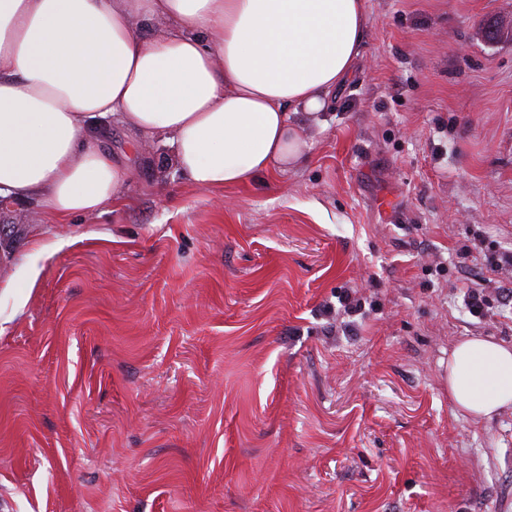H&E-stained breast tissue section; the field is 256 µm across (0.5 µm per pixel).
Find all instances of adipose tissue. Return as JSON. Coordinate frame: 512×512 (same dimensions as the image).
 <instances>
[{
    "label": "adipose tissue",
    "instance_id": "adipose-tissue-1",
    "mask_svg": "<svg viewBox=\"0 0 512 512\" xmlns=\"http://www.w3.org/2000/svg\"><path fill=\"white\" fill-rule=\"evenodd\" d=\"M367 26L365 0H0V196L60 224L124 204L131 173L95 126L111 116L200 189L287 172ZM448 396L474 420L512 406V346L458 341Z\"/></svg>",
    "mask_w": 512,
    "mask_h": 512
}]
</instances>
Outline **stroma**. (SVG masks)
Listing matches in <instances>:
<instances>
[{
    "label": "stroma",
    "instance_id": "stroma-1",
    "mask_svg": "<svg viewBox=\"0 0 512 512\" xmlns=\"http://www.w3.org/2000/svg\"><path fill=\"white\" fill-rule=\"evenodd\" d=\"M367 8L298 168L198 189L110 119L125 207L15 203L0 512H512V407L461 416L445 373L512 345V0Z\"/></svg>",
    "mask_w": 512,
    "mask_h": 512
}]
</instances>
